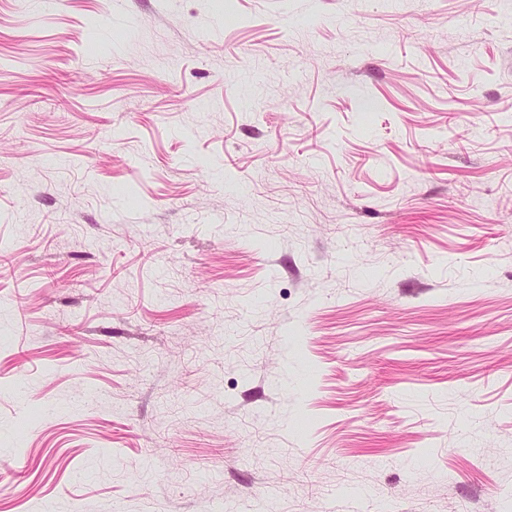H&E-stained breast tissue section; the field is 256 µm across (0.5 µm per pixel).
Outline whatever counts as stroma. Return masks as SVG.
Returning a JSON list of instances; mask_svg holds the SVG:
<instances>
[{"label": "stroma", "mask_w": 512, "mask_h": 512, "mask_svg": "<svg viewBox=\"0 0 512 512\" xmlns=\"http://www.w3.org/2000/svg\"><path fill=\"white\" fill-rule=\"evenodd\" d=\"M1 257L0 512H512V0H0Z\"/></svg>", "instance_id": "obj_1"}]
</instances>
